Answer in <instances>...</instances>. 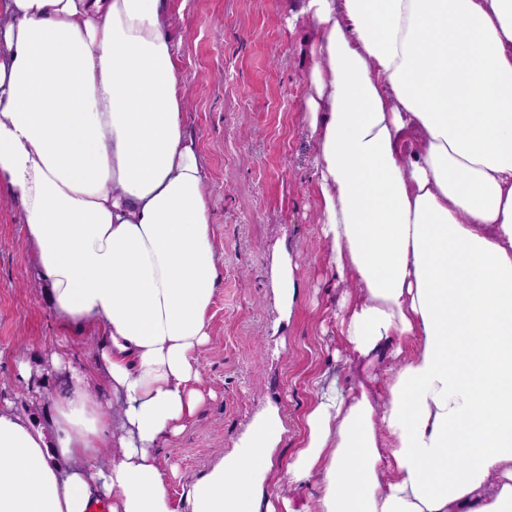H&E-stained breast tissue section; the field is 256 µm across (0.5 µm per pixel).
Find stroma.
Instances as JSON below:
<instances>
[{"mask_svg":"<svg viewBox=\"0 0 512 512\" xmlns=\"http://www.w3.org/2000/svg\"><path fill=\"white\" fill-rule=\"evenodd\" d=\"M179 43L177 75L186 96L185 130L206 164L215 244L224 279L200 360L212 397L168 452L179 495L232 444L254 416L278 406L286 433L274 462L284 471L302 439V419L321 374L346 383L337 357L335 311L347 279L324 257L312 193L313 148L303 119L309 62L304 28L290 25L299 0H166ZM25 219L0 185V402L50 431L58 374L42 367L47 348L64 351L104 396L90 369L92 338L62 329L46 299L24 233ZM298 268L290 318H282L268 270L280 240ZM27 373H20V363Z\"/></svg>","mask_w":512,"mask_h":512,"instance_id":"obj_1","label":"stroma"}]
</instances>
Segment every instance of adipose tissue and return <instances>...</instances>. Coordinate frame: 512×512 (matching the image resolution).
Returning <instances> with one entry per match:
<instances>
[{"instance_id": "1", "label": "adipose tissue", "mask_w": 512, "mask_h": 512, "mask_svg": "<svg viewBox=\"0 0 512 512\" xmlns=\"http://www.w3.org/2000/svg\"><path fill=\"white\" fill-rule=\"evenodd\" d=\"M303 118L328 265L349 276L303 437L259 412L172 496L163 453L206 404L224 262L185 132L165 0H0V182L65 328L51 433L0 405V512H512V0H301ZM296 266L269 267L282 317ZM313 485L304 501L291 490Z\"/></svg>"}]
</instances>
